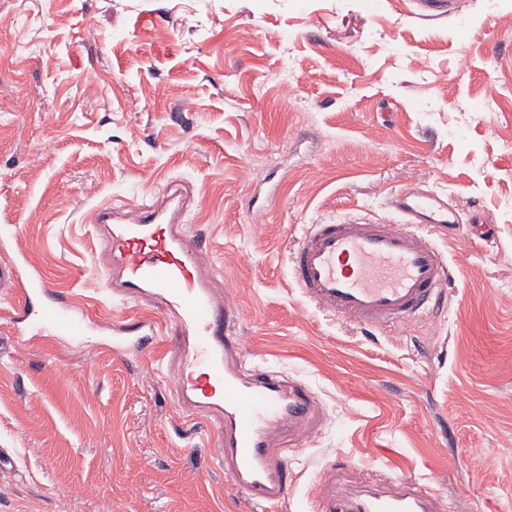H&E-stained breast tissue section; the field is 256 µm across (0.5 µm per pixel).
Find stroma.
Listing matches in <instances>:
<instances>
[{
  "instance_id": "stroma-1",
  "label": "stroma",
  "mask_w": 512,
  "mask_h": 512,
  "mask_svg": "<svg viewBox=\"0 0 512 512\" xmlns=\"http://www.w3.org/2000/svg\"><path fill=\"white\" fill-rule=\"evenodd\" d=\"M0 0V225L93 322L91 208L176 185L243 312L248 361L316 392L280 512L323 472L429 487L444 512H512V0ZM294 89L280 94L282 84ZM415 182L480 210L433 231L439 310L390 334L319 311L292 280L304 225L395 221ZM0 512H253L213 433L106 335L19 344L0 319Z\"/></svg>"
}]
</instances>
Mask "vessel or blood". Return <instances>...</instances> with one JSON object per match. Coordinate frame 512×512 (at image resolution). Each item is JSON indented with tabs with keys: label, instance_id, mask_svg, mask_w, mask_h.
<instances>
[{
	"label": "vessel or blood",
	"instance_id": "obj_1",
	"mask_svg": "<svg viewBox=\"0 0 512 512\" xmlns=\"http://www.w3.org/2000/svg\"><path fill=\"white\" fill-rule=\"evenodd\" d=\"M398 223L367 221L305 225L290 258L292 277L314 307L367 330L385 332L433 313L447 262L429 227L461 223L463 208L447 193L414 183L395 194ZM136 219L115 208L91 209L101 232L98 271L108 295L137 307L112 322V351L149 352L160 336L177 344L161 356L163 374L189 420L208 423L226 481L255 512H277L291 478L283 437L311 438L325 423L318 399L303 380L245 361L230 300L208 250L191 236L177 196L167 205L135 204ZM23 249L0 264V288L20 287L23 305L12 318L17 339H78L90 324L83 309L59 294ZM321 512H440L437 496L405 477L384 478L335 492V472L322 478Z\"/></svg>",
	"mask_w": 512,
	"mask_h": 512
}]
</instances>
